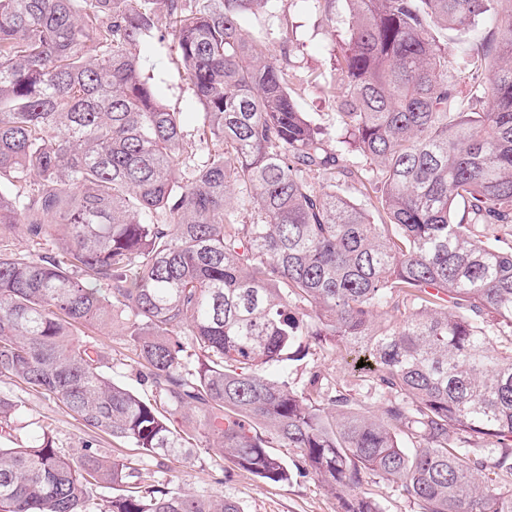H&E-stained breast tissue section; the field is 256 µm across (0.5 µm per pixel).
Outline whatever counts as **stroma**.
Wrapping results in <instances>:
<instances>
[{"mask_svg":"<svg viewBox=\"0 0 512 512\" xmlns=\"http://www.w3.org/2000/svg\"><path fill=\"white\" fill-rule=\"evenodd\" d=\"M288 15L295 27L291 35L277 19L264 13L250 17L244 26L252 32L264 30L263 43L274 59L290 57L294 96L314 123L334 131L337 107L324 91L325 83L334 79L329 66L335 47L333 24L317 12L309 0H293ZM141 56L145 73L154 77L167 105L180 112L197 111L198 105L190 89L171 62L169 42L147 44ZM80 335L83 341L103 348L115 380L143 399H153L152 386L140 376L132 353L120 336L91 325L82 326ZM312 370L321 371L330 383L351 390L356 398H364L363 382L348 370L339 354L323 352L294 364L290 379L303 383ZM11 392L22 402L24 422L46 426L59 447L79 448L87 440H96L103 453L135 460L138 467L152 471L158 480L198 494L223 495L239 502L243 512H342L339 500L316 477H300L289 484H266L247 473L228 470L220 456L203 449L188 459L170 456L160 466L156 461L140 458L136 449L112 442L108 436H92L53 398L16 386Z\"/></svg>","mask_w":512,"mask_h":512,"instance_id":"obj_1","label":"stroma"}]
</instances>
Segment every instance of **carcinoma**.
Returning <instances> with one entry per match:
<instances>
[{"label": "carcinoma", "instance_id": "cac0c4a2", "mask_svg": "<svg viewBox=\"0 0 512 512\" xmlns=\"http://www.w3.org/2000/svg\"><path fill=\"white\" fill-rule=\"evenodd\" d=\"M346 2L332 140L242 29L282 0H0V382L142 456L312 475L343 512H384L370 480L416 512H512V251L491 244L512 238V0L461 71L433 31L487 0ZM167 34L191 131L142 67ZM347 154L375 173V218L336 193ZM84 325L117 330L158 401L112 381ZM337 349L372 403L288 380ZM19 417L0 392L1 438ZM0 512L243 510L33 431L0 446Z\"/></svg>", "mask_w": 512, "mask_h": 512}]
</instances>
